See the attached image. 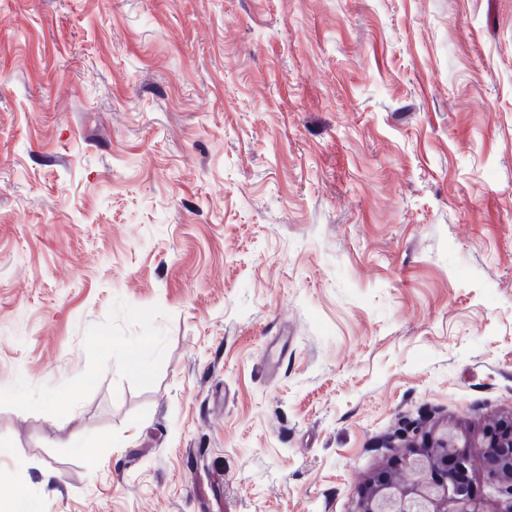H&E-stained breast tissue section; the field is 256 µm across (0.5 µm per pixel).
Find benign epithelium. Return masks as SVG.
<instances>
[{"instance_id": "obj_1", "label": "benign epithelium", "mask_w": 512, "mask_h": 512, "mask_svg": "<svg viewBox=\"0 0 512 512\" xmlns=\"http://www.w3.org/2000/svg\"><path fill=\"white\" fill-rule=\"evenodd\" d=\"M389 447L402 455L395 468L367 485L359 512H512V416L488 424L481 436L451 432L419 421L395 434ZM481 449L482 486L472 483Z\"/></svg>"}]
</instances>
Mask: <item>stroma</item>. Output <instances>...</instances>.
<instances>
[{"label": "stroma", "instance_id": "35a3bbf8", "mask_svg": "<svg viewBox=\"0 0 512 512\" xmlns=\"http://www.w3.org/2000/svg\"><path fill=\"white\" fill-rule=\"evenodd\" d=\"M0 389V512H358L511 415L512 0H0Z\"/></svg>", "mask_w": 512, "mask_h": 512}]
</instances>
